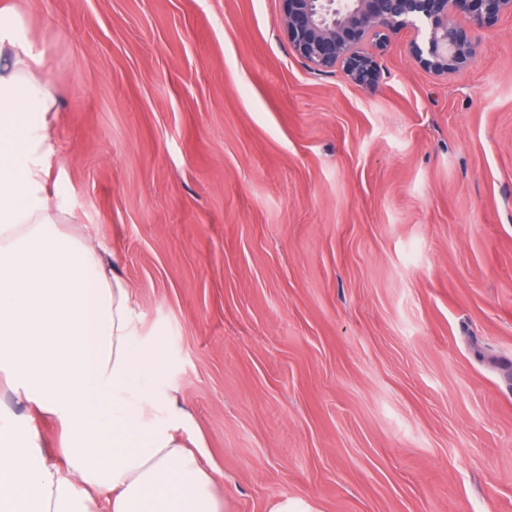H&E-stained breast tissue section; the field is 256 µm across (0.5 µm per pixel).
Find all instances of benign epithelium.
I'll return each instance as SVG.
<instances>
[{
  "instance_id": "1",
  "label": "benign epithelium",
  "mask_w": 512,
  "mask_h": 512,
  "mask_svg": "<svg viewBox=\"0 0 512 512\" xmlns=\"http://www.w3.org/2000/svg\"><path fill=\"white\" fill-rule=\"evenodd\" d=\"M283 31L293 52L311 69H340L346 80L373 88L381 78L379 54L413 28L423 32L410 53L426 71L447 76L476 61L470 27L512 17V0H280Z\"/></svg>"
}]
</instances>
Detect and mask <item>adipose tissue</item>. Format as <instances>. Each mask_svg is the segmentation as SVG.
<instances>
[{
	"label": "adipose tissue",
	"instance_id": "1",
	"mask_svg": "<svg viewBox=\"0 0 512 512\" xmlns=\"http://www.w3.org/2000/svg\"><path fill=\"white\" fill-rule=\"evenodd\" d=\"M57 97L43 54L0 0V372L66 441L0 419V512H222L185 440L191 416L158 390L160 340L143 338L130 285L104 241L64 231L52 203Z\"/></svg>",
	"mask_w": 512,
	"mask_h": 512
}]
</instances>
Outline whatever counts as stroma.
I'll list each match as a JSON object with an SVG mask.
<instances>
[{
    "label": "stroma",
    "mask_w": 512,
    "mask_h": 512,
    "mask_svg": "<svg viewBox=\"0 0 512 512\" xmlns=\"http://www.w3.org/2000/svg\"><path fill=\"white\" fill-rule=\"evenodd\" d=\"M51 180L161 337L224 512H512V17L311 70L280 0H14ZM0 416L59 427L0 384Z\"/></svg>",
    "instance_id": "obj_1"
}]
</instances>
